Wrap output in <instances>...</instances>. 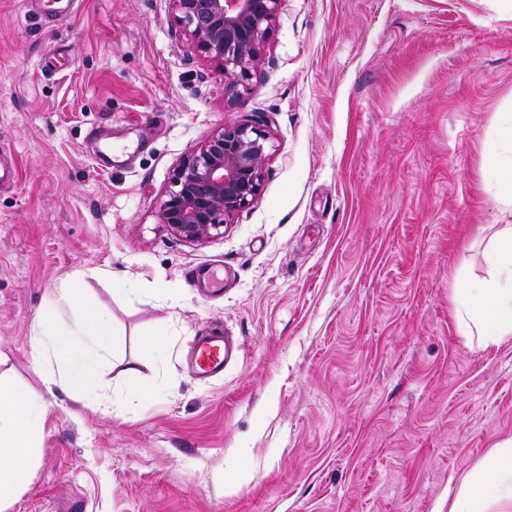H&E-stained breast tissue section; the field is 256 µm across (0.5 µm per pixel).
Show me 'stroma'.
I'll return each instance as SVG.
<instances>
[{"mask_svg": "<svg viewBox=\"0 0 512 512\" xmlns=\"http://www.w3.org/2000/svg\"><path fill=\"white\" fill-rule=\"evenodd\" d=\"M181 31L168 0H0V383L47 407L8 512H448L512 438V338L463 337L451 302L512 224L484 154L512 121V11L283 0L238 98ZM256 115L260 196L223 235L171 234L173 169ZM78 270L118 345L94 405L32 355ZM207 327L239 358L199 381Z\"/></svg>", "mask_w": 512, "mask_h": 512, "instance_id": "obj_1", "label": "stroma"}]
</instances>
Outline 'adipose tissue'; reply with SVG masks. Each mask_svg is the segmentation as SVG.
Masks as SVG:
<instances>
[{
	"label": "adipose tissue",
	"mask_w": 512,
	"mask_h": 512,
	"mask_svg": "<svg viewBox=\"0 0 512 512\" xmlns=\"http://www.w3.org/2000/svg\"><path fill=\"white\" fill-rule=\"evenodd\" d=\"M489 278H460L453 290L455 316H466L467 335L496 344L512 336V224L493 235ZM83 273H74L59 288L56 299L34 327L33 357L43 361L53 351L58 371L46 376V387L75 389L93 399L99 388V367L114 355L110 317L82 302ZM74 321L59 330L61 309ZM46 415L43 398L26 389L0 384V512H6L25 487L33 454L41 439ZM448 512H512V440L498 443L463 480Z\"/></svg>",
	"instance_id": "adipose-tissue-1"
}]
</instances>
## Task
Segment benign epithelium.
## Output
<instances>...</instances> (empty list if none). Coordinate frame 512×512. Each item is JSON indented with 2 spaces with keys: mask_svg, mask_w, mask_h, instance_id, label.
Returning <instances> with one entry per match:
<instances>
[{
  "mask_svg": "<svg viewBox=\"0 0 512 512\" xmlns=\"http://www.w3.org/2000/svg\"><path fill=\"white\" fill-rule=\"evenodd\" d=\"M194 54L224 74L227 92L251 90L282 0H169ZM270 137L264 120L225 125L186 154L158 211L159 223L186 242L223 234L263 186Z\"/></svg>",
  "mask_w": 512,
  "mask_h": 512,
  "instance_id": "7a95c632",
  "label": "benign epithelium"
}]
</instances>
